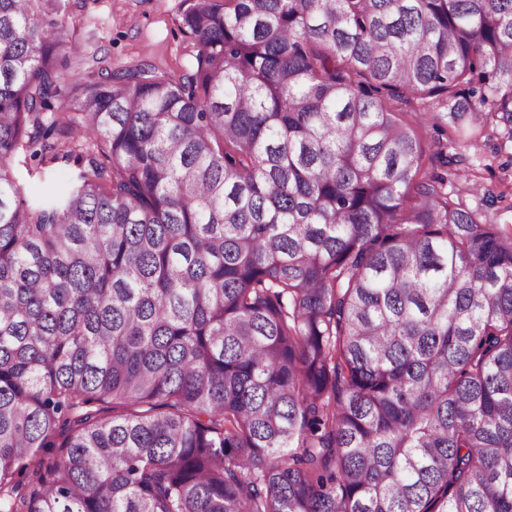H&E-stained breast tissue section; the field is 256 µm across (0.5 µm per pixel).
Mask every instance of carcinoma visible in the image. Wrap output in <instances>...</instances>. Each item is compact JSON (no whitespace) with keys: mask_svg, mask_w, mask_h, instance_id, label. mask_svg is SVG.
Returning <instances> with one entry per match:
<instances>
[{"mask_svg":"<svg viewBox=\"0 0 512 512\" xmlns=\"http://www.w3.org/2000/svg\"><path fill=\"white\" fill-rule=\"evenodd\" d=\"M50 2L0 0V512H512V224L394 109L512 139V0H184L181 74L49 118ZM17 162L21 181L32 194L50 191L59 192L68 188L75 176L76 169L71 163L55 162L40 166L37 161ZM28 169L30 172L28 173Z\"/></svg>","mask_w":512,"mask_h":512,"instance_id":"cac0c4a2","label":"carcinoma"}]
</instances>
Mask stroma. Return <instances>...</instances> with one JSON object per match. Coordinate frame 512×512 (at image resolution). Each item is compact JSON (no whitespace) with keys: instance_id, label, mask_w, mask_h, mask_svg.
<instances>
[{"instance_id":"1","label":"stroma","mask_w":512,"mask_h":512,"mask_svg":"<svg viewBox=\"0 0 512 512\" xmlns=\"http://www.w3.org/2000/svg\"><path fill=\"white\" fill-rule=\"evenodd\" d=\"M68 22V35L83 47L84 54H97L112 66L141 60L164 69H178L187 60L190 40L180 30L183 0H56ZM420 104L411 101L402 118L417 123L426 152L438 143L462 146L470 179L449 182L450 195L463 207L479 211L495 224H512V143L501 135L485 136L463 143L447 126L420 121ZM19 176L30 193L59 192L75 176L73 164H19ZM494 204H486L487 196Z\"/></svg>"}]
</instances>
